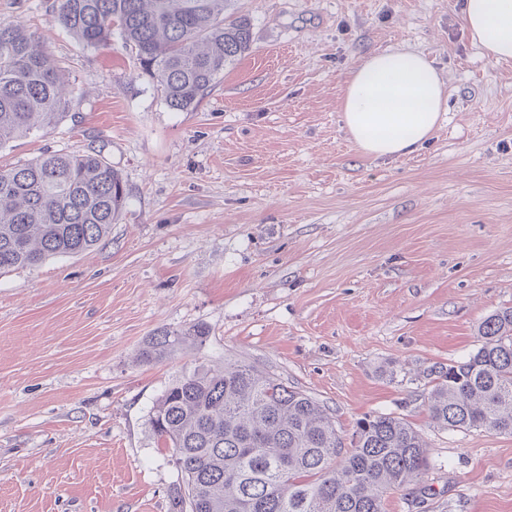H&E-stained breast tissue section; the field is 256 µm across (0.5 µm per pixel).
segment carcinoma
<instances>
[{
  "label": "carcinoma",
  "instance_id": "cac0c4a2",
  "mask_svg": "<svg viewBox=\"0 0 512 512\" xmlns=\"http://www.w3.org/2000/svg\"><path fill=\"white\" fill-rule=\"evenodd\" d=\"M238 0H53L51 18L87 47L117 32L168 107L196 106L224 68L252 48ZM68 87L21 22H0V146L67 116ZM127 200L101 152L54 151L0 167V272L79 255L104 241ZM480 346L430 369L431 418L444 429L512 435V307L479 325ZM209 336L203 325L161 330L140 361L159 362ZM149 424L178 473L173 512H385L387 493L421 480L428 446L405 419L367 415L350 447L328 410L245 362L183 373Z\"/></svg>",
  "mask_w": 512,
  "mask_h": 512
}]
</instances>
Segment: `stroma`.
I'll return each mask as SVG.
<instances>
[{
	"instance_id": "obj_1",
	"label": "stroma",
	"mask_w": 512,
	"mask_h": 512,
	"mask_svg": "<svg viewBox=\"0 0 512 512\" xmlns=\"http://www.w3.org/2000/svg\"><path fill=\"white\" fill-rule=\"evenodd\" d=\"M463 0H240L253 46L189 111L169 109L120 35L91 48L52 0H0L60 66L67 117L0 147V166L101 150L128 198L107 240L0 273V512H170L177 480L150 410L193 365L244 361L359 419L408 420L423 480L385 512H512V435L447 430L433 365L512 307V61L472 47ZM432 59L448 85L414 152H359L344 82L367 54ZM209 329L161 363L160 329Z\"/></svg>"
}]
</instances>
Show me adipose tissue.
<instances>
[{"label":"adipose tissue","instance_id":"1","mask_svg":"<svg viewBox=\"0 0 512 512\" xmlns=\"http://www.w3.org/2000/svg\"><path fill=\"white\" fill-rule=\"evenodd\" d=\"M460 23L482 56L512 60V0H464ZM447 100L445 80L422 53L378 52L346 79L342 119L362 154L400 156L430 138Z\"/></svg>","mask_w":512,"mask_h":512}]
</instances>
